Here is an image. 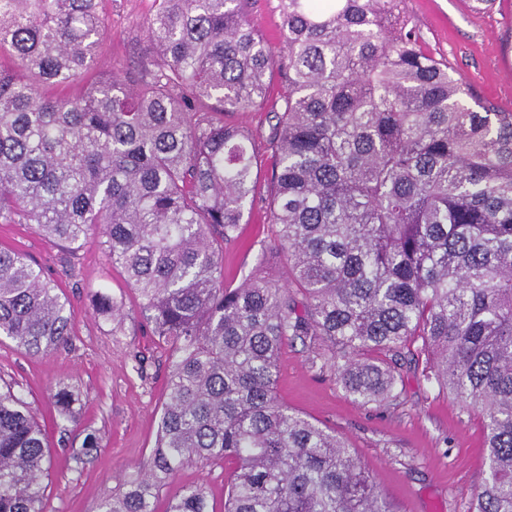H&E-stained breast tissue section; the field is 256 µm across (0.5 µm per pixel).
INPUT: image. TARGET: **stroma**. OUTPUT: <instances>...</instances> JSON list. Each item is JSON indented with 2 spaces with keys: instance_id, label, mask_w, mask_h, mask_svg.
<instances>
[{
  "instance_id": "1",
  "label": "stroma",
  "mask_w": 512,
  "mask_h": 512,
  "mask_svg": "<svg viewBox=\"0 0 512 512\" xmlns=\"http://www.w3.org/2000/svg\"><path fill=\"white\" fill-rule=\"evenodd\" d=\"M108 33L96 66L117 74L152 50L144 22L152 0H103ZM405 9L425 38L426 51L444 56L482 100L512 111V48L502 30L512 25V0H406ZM259 199L246 214L237 242L224 247V281L236 286L254 273L287 281L286 264L270 251L271 226ZM0 248L26 255L54 279L71 302L72 334L67 346L36 356L0 338V381L22 391L42 425L52 451L44 478L46 512H97L118 491L121 479L147 461L154 445L171 365L168 347L151 336L139 313L140 299L121 268L112 266L89 235L76 252L39 234L31 224H0ZM111 295L123 305L122 321L98 317L91 298ZM426 359L403 362V391L383 405L354 402L332 372L313 368L301 343L282 348L277 395L310 419L346 436L366 470L397 512H468L471 495L486 473L485 431L476 411L425 379ZM78 388L82 402L69 421L55 417L53 387ZM93 431L100 448L78 458L82 431ZM232 463L182 469L160 493L157 512L182 487H204L215 512L224 508V487Z\"/></svg>"
}]
</instances>
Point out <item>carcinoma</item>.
<instances>
[{
  "mask_svg": "<svg viewBox=\"0 0 512 512\" xmlns=\"http://www.w3.org/2000/svg\"><path fill=\"white\" fill-rule=\"evenodd\" d=\"M248 0H153L154 53L131 84L95 72L99 0H0V224L73 252L100 246L171 351L150 458L98 512H155L182 468L230 460L224 512H397L348 440L281 403L278 354L308 347L362 405L400 397L398 359L482 417L486 476L470 512H512V112L423 49L404 0H277L273 52ZM285 92L273 102L267 82ZM270 108L267 198L288 281L224 284V244L257 194L251 130ZM93 305L124 316L107 294ZM71 303L0 248V336L45 354ZM71 419L75 386L54 387ZM51 451L30 403L0 386V512H45ZM167 512H210L201 486Z\"/></svg>",
  "mask_w": 512,
  "mask_h": 512,
  "instance_id": "obj_1",
  "label": "carcinoma"
}]
</instances>
